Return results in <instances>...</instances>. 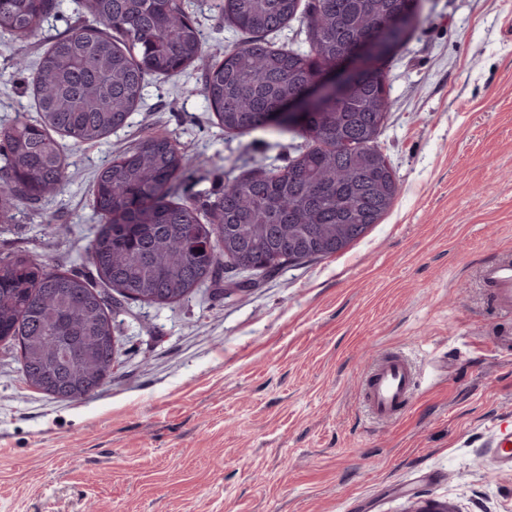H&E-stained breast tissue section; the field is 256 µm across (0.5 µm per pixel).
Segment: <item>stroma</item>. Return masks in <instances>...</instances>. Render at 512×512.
<instances>
[{"mask_svg":"<svg viewBox=\"0 0 512 512\" xmlns=\"http://www.w3.org/2000/svg\"><path fill=\"white\" fill-rule=\"evenodd\" d=\"M214 0H182L211 47L240 45ZM422 22L384 66L391 106L378 145L399 183L391 210L323 259L238 271L168 305L122 300L112 378L61 402L28 386L0 348V512H512V316L480 272L512 258V0H420ZM72 0L28 43L0 38V128L34 115L33 70L81 23ZM189 67L148 79L127 127L69 157L61 193L0 224V252L88 271L98 170L153 135L183 147L201 179L185 198L210 212L229 178L285 165L292 134L267 148L224 131ZM409 352L420 390L392 423L364 411L361 382Z\"/></svg>","mask_w":512,"mask_h":512,"instance_id":"stroma-1","label":"stroma"}]
</instances>
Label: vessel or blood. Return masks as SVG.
<instances>
[{
  "label": "vessel or blood",
  "instance_id": "vessel-or-blood-1",
  "mask_svg": "<svg viewBox=\"0 0 512 512\" xmlns=\"http://www.w3.org/2000/svg\"><path fill=\"white\" fill-rule=\"evenodd\" d=\"M482 278L492 291L495 306L512 314V260L487 265ZM416 390L417 376L409 359L403 355L384 357L366 378L365 408L374 419L395 421L408 410Z\"/></svg>",
  "mask_w": 512,
  "mask_h": 512
}]
</instances>
